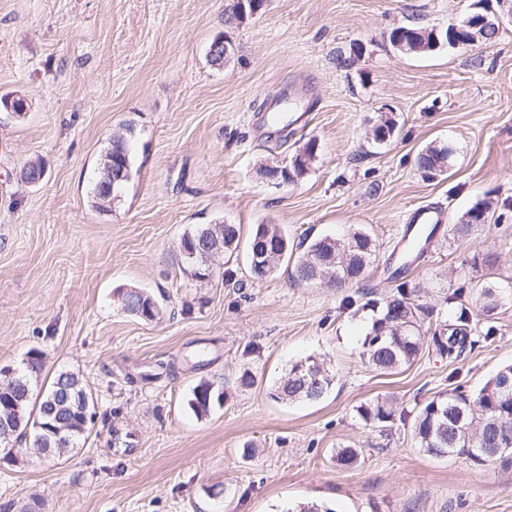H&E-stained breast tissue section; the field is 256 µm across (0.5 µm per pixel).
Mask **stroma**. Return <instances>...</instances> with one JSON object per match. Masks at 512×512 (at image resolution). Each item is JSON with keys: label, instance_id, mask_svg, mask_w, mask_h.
<instances>
[{"label": "stroma", "instance_id": "stroma-1", "mask_svg": "<svg viewBox=\"0 0 512 512\" xmlns=\"http://www.w3.org/2000/svg\"><path fill=\"white\" fill-rule=\"evenodd\" d=\"M471 0H0V368L24 372L44 355V379L80 373L98 402L91 435L62 458L0 447V512H512V466L473 465L417 448L412 427L431 396L480 389L512 364V300L495 342L458 365L432 350L392 375L362 363L365 304L388 296L400 266L398 231L415 210L444 215L405 278L423 303L446 310L451 273L474 251L512 277V209L471 241L450 224L483 200L512 202V25L497 42L430 55L397 52L400 26L447 27ZM233 47L223 65L208 51ZM394 118L398 134L371 130ZM127 135L133 166L111 208L91 205L99 163ZM316 153L297 182L261 169ZM447 146L444 174L415 157ZM41 162L42 181H22ZM280 225L291 244L364 228L378 262L346 293L298 282L290 263L252 278L246 249L232 282H197L178 269L185 231ZM151 293L146 321L123 294ZM351 296L354 305L344 308ZM334 374L319 401L273 392L307 357ZM221 401L202 418L192 391ZM390 398L401 419L364 422L356 409ZM132 433L109 446L110 429ZM353 448L357 461L337 464ZM212 404V384L205 382L197 385L193 390V397L189 400L191 410L198 417L206 416Z\"/></svg>", "mask_w": 512, "mask_h": 512}]
</instances>
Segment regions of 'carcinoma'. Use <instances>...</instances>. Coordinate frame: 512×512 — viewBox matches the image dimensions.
Returning a JSON list of instances; mask_svg holds the SVG:
<instances>
[{"instance_id":"1","label":"carcinoma","mask_w":512,"mask_h":512,"mask_svg":"<svg viewBox=\"0 0 512 512\" xmlns=\"http://www.w3.org/2000/svg\"><path fill=\"white\" fill-rule=\"evenodd\" d=\"M375 129L383 132L381 136L373 135L374 143L380 145L385 143V138L395 136L398 125L394 119L387 118ZM112 143L104 162L131 170L128 141L115 138ZM315 151L316 141L310 139L290 158L288 167L295 177L306 173ZM450 154L448 147L430 144L416 155L415 165L426 174H441L447 170ZM124 185L120 181L106 191L95 184L93 206L100 209L112 204ZM472 209L478 214L470 217L468 223L450 225L449 232L454 238L470 239L474 229L488 221L492 202L480 201ZM220 234L224 257L230 259L239 246V228L224 224ZM290 258L294 259L295 279L321 281L339 291L367 276L377 260V250L367 231L354 228L343 241L317 238L296 253L278 225H256L248 243V261L257 264L250 268L253 278L269 276L281 261ZM490 263V255L473 253L467 261L473 276L445 297L453 314L444 320L433 319V308L419 302L417 289L407 281L397 284L391 295L370 300L367 306L373 318L361 344L360 359L382 374H391L411 365L425 346L455 363L462 360L467 347L480 341L494 342L499 332L497 310L504 298L512 297V278L503 283L487 282L475 290L476 313L462 300L468 285L476 279L475 273ZM179 269L198 282L216 277L229 280L233 276L229 268L218 267L210 273L203 260L184 253ZM332 382L330 371L309 357L291 365L274 397L285 401H317L329 391ZM9 403L20 405V410L0 421V446L19 454L31 448L48 457L65 454L90 434L97 415L93 395L83 385L80 375L70 371L56 373L45 389L35 395L29 377L17 373L10 379L0 377V410ZM211 404L212 384L197 385L189 400L191 410L203 417L210 412ZM357 413L364 421L380 427L396 419L393 404L385 399L361 405ZM413 437L418 448L436 457L445 450L450 456L464 455L478 465L494 461L512 465V365L500 368L474 393L467 394L458 385L427 400L415 417Z\"/></svg>"}]
</instances>
